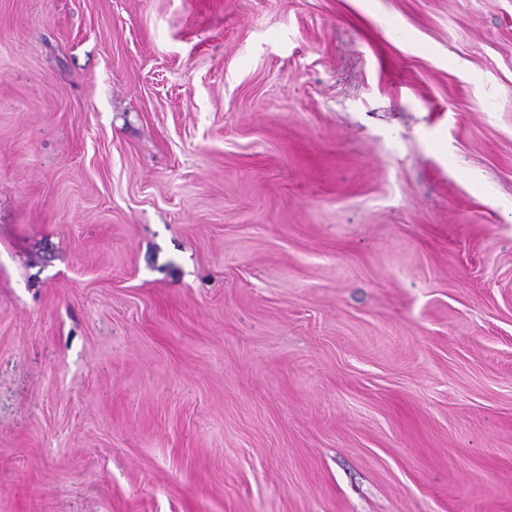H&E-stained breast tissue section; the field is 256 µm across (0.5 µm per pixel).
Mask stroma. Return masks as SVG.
I'll return each instance as SVG.
<instances>
[{
  "label": "stroma",
  "mask_w": 512,
  "mask_h": 512,
  "mask_svg": "<svg viewBox=\"0 0 512 512\" xmlns=\"http://www.w3.org/2000/svg\"><path fill=\"white\" fill-rule=\"evenodd\" d=\"M0 512H512V0H0Z\"/></svg>",
  "instance_id": "1"
}]
</instances>
